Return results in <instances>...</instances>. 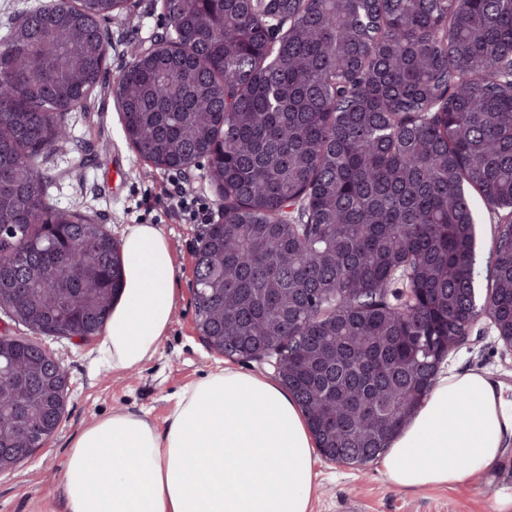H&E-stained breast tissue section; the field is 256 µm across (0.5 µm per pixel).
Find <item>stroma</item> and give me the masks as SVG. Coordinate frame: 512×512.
Here are the masks:
<instances>
[{"label":"stroma","instance_id":"obj_1","mask_svg":"<svg viewBox=\"0 0 512 512\" xmlns=\"http://www.w3.org/2000/svg\"><path fill=\"white\" fill-rule=\"evenodd\" d=\"M160 12V0H130L127 10L113 16L105 78L82 108L68 115L73 141L49 156L45 171L56 209L94 216L114 239H122L133 224H154L162 231L179 269L171 324L155 355L126 371L97 362L96 338H46L68 376L67 406L43 447L0 473V512H63L55 487L71 442L83 428L115 411H143L157 431H164L182 391L225 363L202 341L193 306L194 254L205 227L181 221L166 196L175 174L189 193L214 206L219 203L216 188L204 164L175 173L142 159L125 135L112 93L132 46L157 34ZM445 363L452 370L487 374L503 384L512 400V352L488 318L471 325ZM316 471L312 512H495L498 498L512 496V442L495 469L451 488L400 489L385 480L376 460L360 467L321 461Z\"/></svg>","mask_w":512,"mask_h":512}]
</instances>
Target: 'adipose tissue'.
Masks as SVG:
<instances>
[{
  "label": "adipose tissue",
  "instance_id": "obj_1",
  "mask_svg": "<svg viewBox=\"0 0 512 512\" xmlns=\"http://www.w3.org/2000/svg\"><path fill=\"white\" fill-rule=\"evenodd\" d=\"M124 286L98 342L116 370L151 358L176 304L178 269L153 224L125 232ZM512 402L485 374L437 377L380 460L392 485L451 487L496 464ZM316 443L287 390L227 367L187 388L164 432L119 411L73 440L58 486L65 512H310Z\"/></svg>",
  "mask_w": 512,
  "mask_h": 512
}]
</instances>
